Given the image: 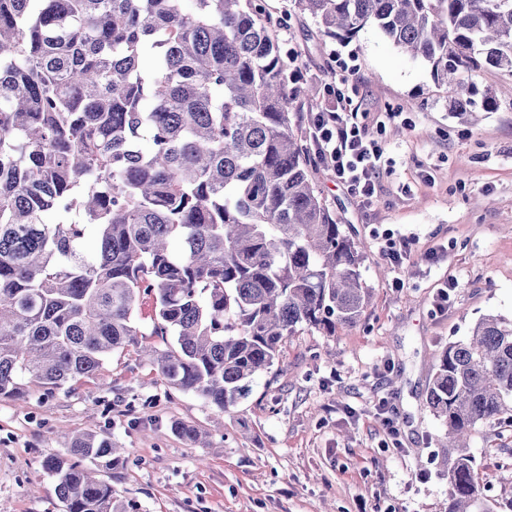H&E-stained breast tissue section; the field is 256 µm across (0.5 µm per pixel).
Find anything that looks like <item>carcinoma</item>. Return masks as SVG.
<instances>
[{
  "instance_id": "cac0c4a2",
  "label": "carcinoma",
  "mask_w": 512,
  "mask_h": 512,
  "mask_svg": "<svg viewBox=\"0 0 512 512\" xmlns=\"http://www.w3.org/2000/svg\"><path fill=\"white\" fill-rule=\"evenodd\" d=\"M329 36L377 27L479 105L512 77V0H296ZM288 56L259 0H0V399L93 377L137 343L141 295L169 387L221 413L247 398L299 327L359 322L369 291L346 225L319 196L290 124ZM447 512H512L469 452L512 426V318L485 315L434 365ZM174 433L193 444L200 429ZM126 459L86 432L48 453L65 512H130L98 473Z\"/></svg>"
}]
</instances>
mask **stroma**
<instances>
[{"instance_id": "stroma-1", "label": "stroma", "mask_w": 512, "mask_h": 512, "mask_svg": "<svg viewBox=\"0 0 512 512\" xmlns=\"http://www.w3.org/2000/svg\"><path fill=\"white\" fill-rule=\"evenodd\" d=\"M261 3L312 88L289 109L299 135L330 106L325 86L338 77L356 86L360 111L393 115L371 202L311 162L320 197L360 247L367 308L331 337L298 328L249 397L221 415L142 359L141 347L172 342L153 335V301L143 297L137 345L95 377L50 393L32 388L20 406L0 401V512H64L42 459L66 448V434L92 427L128 449L127 463L104 478L135 512H444L448 474L427 386L449 342L484 315L512 316V101L469 123L449 112L428 66L376 28L344 43L295 0ZM389 233L411 243L402 263L383 253ZM448 282L455 288L441 310ZM382 406L396 431L382 425ZM218 417L224 425L207 448L171 430L175 420L211 429ZM503 444L512 446V431L486 429L470 443L495 496L512 495V471L497 466Z\"/></svg>"}]
</instances>
